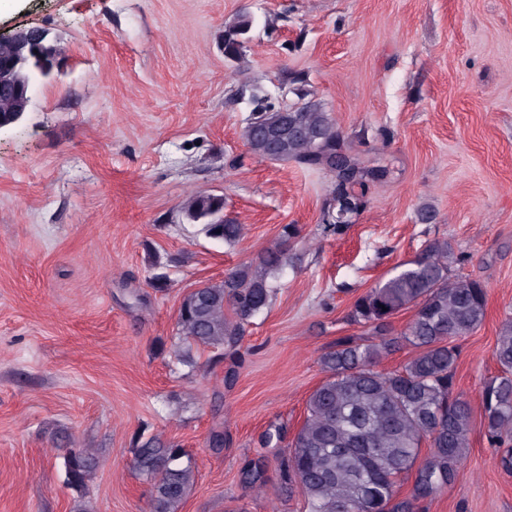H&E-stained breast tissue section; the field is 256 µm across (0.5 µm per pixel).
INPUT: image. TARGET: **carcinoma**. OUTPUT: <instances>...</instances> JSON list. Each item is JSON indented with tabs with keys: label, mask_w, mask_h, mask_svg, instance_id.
Segmentation results:
<instances>
[{
	"label": "carcinoma",
	"mask_w": 512,
	"mask_h": 512,
	"mask_svg": "<svg viewBox=\"0 0 512 512\" xmlns=\"http://www.w3.org/2000/svg\"><path fill=\"white\" fill-rule=\"evenodd\" d=\"M258 24L245 13L224 25V58L243 59L248 34ZM252 112L243 130L249 152L260 159L293 161L336 174L333 200L342 214L360 206L354 188L372 176L368 162L352 154L331 114L317 102L295 112L243 84ZM224 196L200 194L187 201L186 218L202 225L205 235L226 244L242 235V225L224 215ZM295 224L283 227L280 239L224 278L184 296L177 317L181 343L222 351L235 348L251 320L274 297L271 278L294 263L291 240ZM487 292L448 268V242L434 240L394 275L358 297L353 322L367 336H344L322 357L327 378L310 395L307 415L281 461L284 480L296 482L307 512H421L459 473L469 448L471 408L452 397L458 349L454 341L479 328L486 314ZM413 308L404 332L392 334L391 319ZM418 349L400 370L379 371L376 364L402 344ZM495 358L500 373L482 390L483 428L489 443L512 446V320L499 331ZM429 445L420 459L422 444ZM133 465L150 484L149 512H180L194 484V463L174 442L140 434L131 448ZM85 448H70L64 457V483L83 496L98 467ZM265 460L249 462L241 482L265 485ZM413 478L409 495L396 484Z\"/></svg>",
	"instance_id": "obj_1"
}]
</instances>
